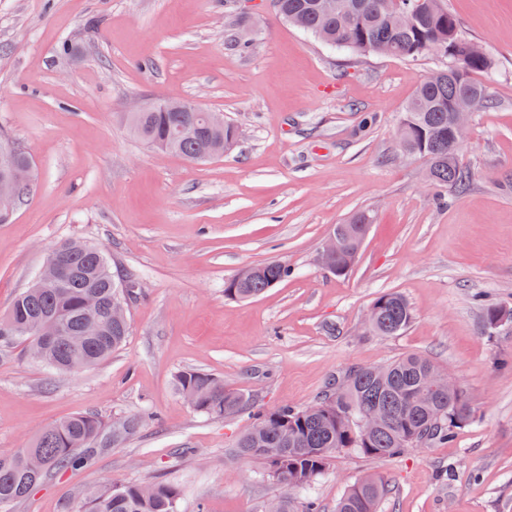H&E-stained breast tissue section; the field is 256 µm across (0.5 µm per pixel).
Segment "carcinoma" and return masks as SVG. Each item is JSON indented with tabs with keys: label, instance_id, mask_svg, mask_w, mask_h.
<instances>
[{
	"label": "carcinoma",
	"instance_id": "1",
	"mask_svg": "<svg viewBox=\"0 0 512 512\" xmlns=\"http://www.w3.org/2000/svg\"><path fill=\"white\" fill-rule=\"evenodd\" d=\"M275 15L311 34L331 48L343 51L380 53L395 59H414L439 44L451 43L466 51L469 40L462 37L459 23L448 8L433 5L413 14L405 0H351L349 10L322 12L317 0H277ZM455 66L429 77L416 89L406 105L399 128L400 146L408 157L424 159L433 186L462 188L467 173L448 159L455 101L484 96L483 107L492 105L487 87L475 78L487 72L486 56H449ZM465 76L457 78L454 67ZM200 112L126 113L129 132L154 147L175 142L174 152L189 160L216 147L219 150L237 139V128L227 123L216 133L176 138L186 121H201ZM32 159L19 150L5 161L8 169L27 171ZM367 214H358L350 224H338L344 238L335 264L337 274L347 268L351 250L361 231L367 230ZM69 278L59 284L55 274L41 271L34 282L13 301L6 317L0 318V342L9 343L35 336H47L40 360L68 373L87 369L104 361L126 340L129 326L112 321V303L131 298L137 278H120L112 272L106 252L94 245L74 252L68 243L50 252ZM288 264L272 260L235 276L225 283L226 296L245 300L257 297L288 277ZM374 322L368 330L376 336L400 334L411 322L408 301L398 293H386L372 303ZM443 374L432 359L415 353L402 355L379 367L351 370L342 381L332 384L319 399L306 407L283 405L258 414L255 425L235 440L234 455L263 465V474L290 489L310 487L338 453L352 451L369 458L389 457L412 447L411 437L420 436L424 447L446 442L455 429L472 416L469 399L461 387L434 392L430 379ZM178 391L191 400L199 413L222 418L250 409V396L224 385L211 374L186 369L177 375ZM377 407L386 418L364 432L356 421ZM102 422L93 415L76 414L45 428L26 448L0 454V512L26 497L43 479L83 463L76 450L101 438ZM46 461L39 474L28 468V458ZM384 477L375 475L356 482L336 503L335 512H378L387 494ZM180 490L166 482L131 484L101 490L88 497L74 512H179Z\"/></svg>",
	"mask_w": 512,
	"mask_h": 512
}]
</instances>
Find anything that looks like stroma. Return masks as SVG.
Instances as JSON below:
<instances>
[{"label":"stroma","mask_w":512,"mask_h":512,"mask_svg":"<svg viewBox=\"0 0 512 512\" xmlns=\"http://www.w3.org/2000/svg\"><path fill=\"white\" fill-rule=\"evenodd\" d=\"M493 62L494 106L472 113L459 164L465 189L427 185L397 129L420 83L447 57L338 52L275 17L267 0H0V130L30 152L32 191L0 223V316L50 251L78 239L137 275L125 344L60 374L27 342L0 343V454L46 426L93 414L105 435L77 468L48 477L9 512H71L109 485L163 481L180 512H266L281 495L319 512L365 473L390 493L379 512H512V328L486 330L484 307L512 309V0H446ZM234 23L249 46L225 37ZM79 46L64 56V43ZM140 99L188 100L241 136L195 163L136 140L121 115ZM372 223L347 275L318 253L358 213ZM281 259L288 278L232 299L241 270ZM403 295L413 319L371 335L364 315ZM407 353L442 366L474 418L430 448L332 458L310 490L285 491L236 458L243 413L213 419L180 395L197 369L243 390L258 410L304 407L354 367ZM138 418V432L111 431Z\"/></svg>","instance_id":"1"}]
</instances>
